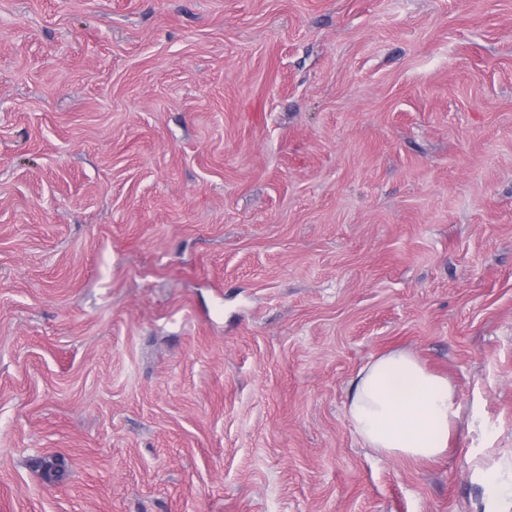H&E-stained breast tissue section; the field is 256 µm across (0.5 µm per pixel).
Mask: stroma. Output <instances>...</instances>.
<instances>
[{
	"mask_svg": "<svg viewBox=\"0 0 512 512\" xmlns=\"http://www.w3.org/2000/svg\"><path fill=\"white\" fill-rule=\"evenodd\" d=\"M394 350L438 459L346 417ZM502 456L512 0H0V512H484ZM345 410L367 448L414 460L443 455L459 417L453 385L405 351L361 369L350 382Z\"/></svg>",
	"mask_w": 512,
	"mask_h": 512,
	"instance_id": "obj_1",
	"label": "stroma"
}]
</instances>
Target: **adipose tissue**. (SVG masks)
Segmentation results:
<instances>
[{"mask_svg": "<svg viewBox=\"0 0 512 512\" xmlns=\"http://www.w3.org/2000/svg\"><path fill=\"white\" fill-rule=\"evenodd\" d=\"M346 416L363 444L374 451L433 460L448 449L457 426L456 390L405 351L379 356L351 380ZM488 512H512V458L481 470Z\"/></svg>", "mask_w": 512, "mask_h": 512, "instance_id": "1", "label": "adipose tissue"}]
</instances>
